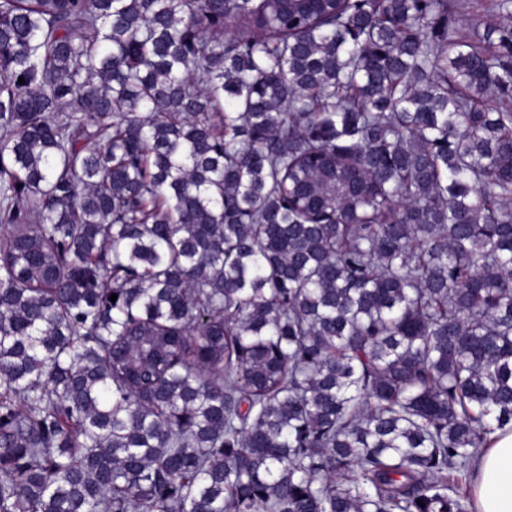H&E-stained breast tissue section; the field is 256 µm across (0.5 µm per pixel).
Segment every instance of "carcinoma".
Masks as SVG:
<instances>
[{"label": "carcinoma", "mask_w": 512, "mask_h": 512, "mask_svg": "<svg viewBox=\"0 0 512 512\" xmlns=\"http://www.w3.org/2000/svg\"><path fill=\"white\" fill-rule=\"evenodd\" d=\"M484 2L0 0V512H475L512 428Z\"/></svg>", "instance_id": "cac0c4a2"}]
</instances>
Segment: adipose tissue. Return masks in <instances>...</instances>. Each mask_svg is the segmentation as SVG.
Wrapping results in <instances>:
<instances>
[{"label": "adipose tissue", "instance_id": "ef3b65f1", "mask_svg": "<svg viewBox=\"0 0 512 512\" xmlns=\"http://www.w3.org/2000/svg\"><path fill=\"white\" fill-rule=\"evenodd\" d=\"M477 512H512V431L498 438L480 458L474 483Z\"/></svg>", "mask_w": 512, "mask_h": 512}]
</instances>
